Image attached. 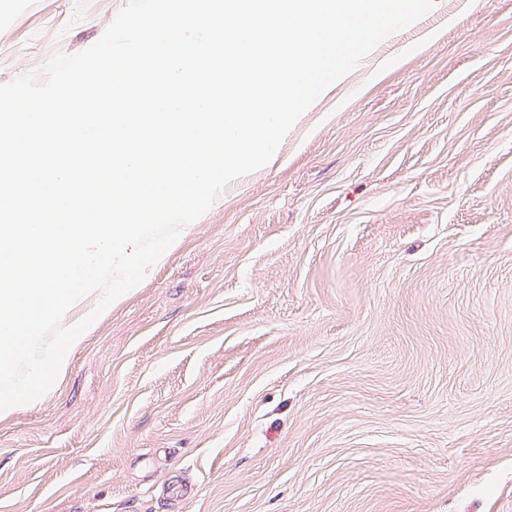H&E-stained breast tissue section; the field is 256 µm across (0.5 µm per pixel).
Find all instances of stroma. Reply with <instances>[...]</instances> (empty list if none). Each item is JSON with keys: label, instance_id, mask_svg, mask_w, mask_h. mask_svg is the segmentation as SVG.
Instances as JSON below:
<instances>
[{"label": "stroma", "instance_id": "35a3bbf8", "mask_svg": "<svg viewBox=\"0 0 512 512\" xmlns=\"http://www.w3.org/2000/svg\"><path fill=\"white\" fill-rule=\"evenodd\" d=\"M129 0H0V84ZM0 413V512H512V0H436Z\"/></svg>", "mask_w": 512, "mask_h": 512}]
</instances>
